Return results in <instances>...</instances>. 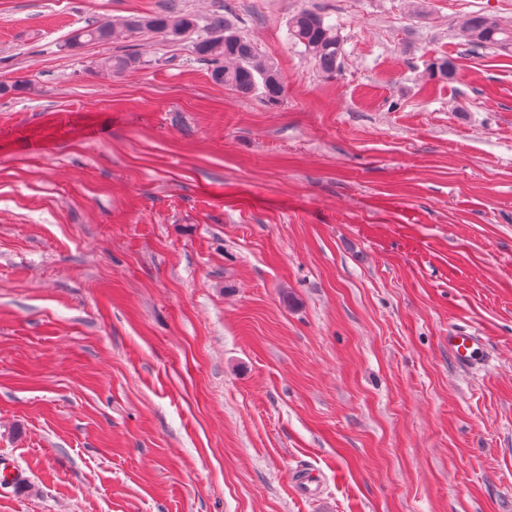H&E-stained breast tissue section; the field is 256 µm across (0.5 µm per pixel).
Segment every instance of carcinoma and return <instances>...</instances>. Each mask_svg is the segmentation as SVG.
<instances>
[{
    "label": "carcinoma",
    "instance_id": "cac0c4a2",
    "mask_svg": "<svg viewBox=\"0 0 512 512\" xmlns=\"http://www.w3.org/2000/svg\"><path fill=\"white\" fill-rule=\"evenodd\" d=\"M196 27L197 19L180 10L140 18L96 21L72 32L68 47L77 49L91 42L119 41L143 30L181 39ZM207 28L208 34L195 41L194 51L210 66L212 78L242 96L260 95L271 104L278 103L283 86L274 62L261 55L226 17L211 16ZM288 35L294 43L304 47L323 75H336L343 55L342 40L336 27L326 23L321 14L309 9L300 11L289 21ZM458 36L477 47L512 49V28L502 27L496 19L482 12L467 15L459 25ZM134 62L136 58L127 55L108 58L100 65L124 72ZM428 70L433 76L451 81L456 76L457 66L453 59L442 57L430 63Z\"/></svg>",
    "mask_w": 512,
    "mask_h": 512
}]
</instances>
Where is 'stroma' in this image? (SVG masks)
<instances>
[{
    "label": "stroma",
    "mask_w": 512,
    "mask_h": 512,
    "mask_svg": "<svg viewBox=\"0 0 512 512\" xmlns=\"http://www.w3.org/2000/svg\"><path fill=\"white\" fill-rule=\"evenodd\" d=\"M173 8L232 16L280 102L188 37L66 44ZM305 8L333 80L288 39ZM477 11L512 26V0H0V512H512V55L458 38ZM288 35L304 47L323 75H336L343 55L342 40L336 27L326 24L321 14L309 9L300 11L289 21ZM448 345L456 361L463 365H478L484 361L481 338L474 333L456 331L448 336Z\"/></svg>",
    "instance_id": "obj_1"
}]
</instances>
